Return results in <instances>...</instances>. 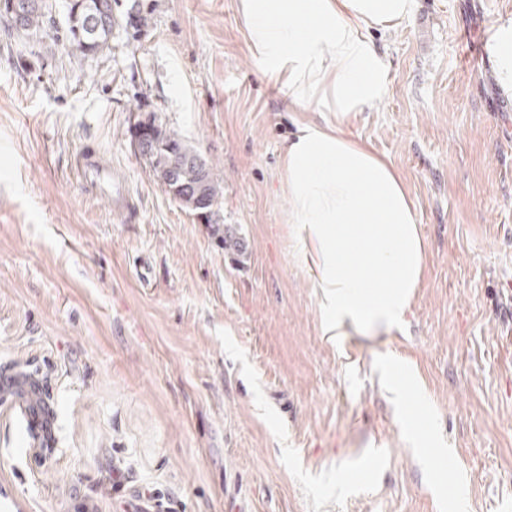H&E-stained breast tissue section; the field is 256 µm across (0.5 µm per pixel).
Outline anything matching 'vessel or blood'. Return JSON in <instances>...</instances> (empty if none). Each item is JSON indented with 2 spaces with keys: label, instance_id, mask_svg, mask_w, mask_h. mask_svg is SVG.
Segmentation results:
<instances>
[{
  "label": "vessel or blood",
  "instance_id": "obj_1",
  "mask_svg": "<svg viewBox=\"0 0 512 512\" xmlns=\"http://www.w3.org/2000/svg\"><path fill=\"white\" fill-rule=\"evenodd\" d=\"M81 177L107 199L114 213L126 217L131 209L122 183L112 178V164L93 150L81 151L76 159ZM0 394L10 403V410L19 421V440L26 448L48 445L49 426L39 415L43 403L39 378L20 371L0 385Z\"/></svg>",
  "mask_w": 512,
  "mask_h": 512
}]
</instances>
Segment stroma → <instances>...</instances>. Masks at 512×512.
Here are the masks:
<instances>
[{"instance_id": "stroma-1", "label": "stroma", "mask_w": 512, "mask_h": 512, "mask_svg": "<svg viewBox=\"0 0 512 512\" xmlns=\"http://www.w3.org/2000/svg\"><path fill=\"white\" fill-rule=\"evenodd\" d=\"M139 6L149 31L92 58L0 18V377L37 372L55 414L39 459L0 407V512H512V98L460 48L512 0H417L372 35L387 90L352 133L400 173L426 245L403 322L374 336L323 331L281 188L295 114L237 0ZM151 115L209 165L215 223L137 153ZM85 146L132 219L82 183Z\"/></svg>"}]
</instances>
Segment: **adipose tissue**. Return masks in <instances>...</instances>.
Instances as JSON below:
<instances>
[{
  "label": "adipose tissue",
  "instance_id": "obj_1",
  "mask_svg": "<svg viewBox=\"0 0 512 512\" xmlns=\"http://www.w3.org/2000/svg\"><path fill=\"white\" fill-rule=\"evenodd\" d=\"M416 0H238L249 51L303 115L285 145L281 188L331 335L387 331L404 318L425 268L409 191L393 164L353 139L352 120L386 93L374 30L400 25ZM496 81L512 96V19L491 36ZM323 120L307 118V111ZM333 120H326V113Z\"/></svg>",
  "mask_w": 512,
  "mask_h": 512
}]
</instances>
